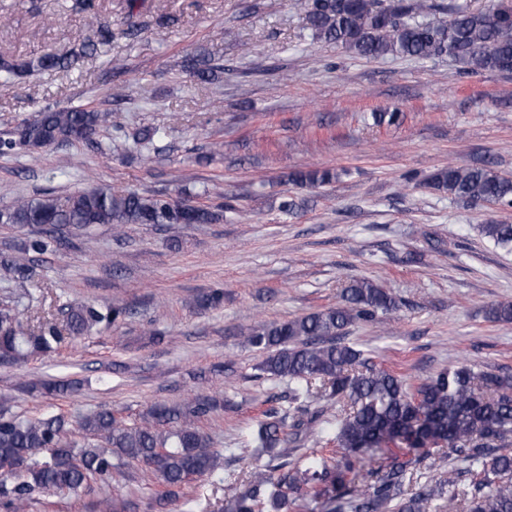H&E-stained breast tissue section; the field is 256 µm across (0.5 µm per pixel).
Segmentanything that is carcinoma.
<instances>
[{
	"instance_id": "carcinoma-1",
	"label": "carcinoma",
	"mask_w": 512,
	"mask_h": 512,
	"mask_svg": "<svg viewBox=\"0 0 512 512\" xmlns=\"http://www.w3.org/2000/svg\"><path fill=\"white\" fill-rule=\"evenodd\" d=\"M313 36L366 59L448 56L471 73L512 72V0H491L483 9L447 6L436 0H303ZM438 15L433 22L422 20ZM95 39L52 49L36 58L0 59V86L32 72L65 70L99 54L112 42V27L88 15ZM200 80H213L223 67L206 56L185 60ZM125 135L136 151L148 152L165 131L145 127L125 134L123 115L81 105L44 109L20 122L12 137L0 139V153L82 142L101 146L97 136ZM328 171L294 175L301 185L330 182ZM432 186L454 200L512 207V177L491 167L450 164L431 178ZM219 213L208 205L188 206L170 198L94 188L64 197L44 193L16 199L0 209V224L30 229L17 254L0 258L15 282L29 279L33 255L59 250L60 241L109 224L116 233L127 224H211ZM481 234L502 248L512 246V224L492 222ZM38 297L28 293L15 309H0V359L24 362L109 327L126 308L68 303L61 308L65 329L51 321L32 326L25 319ZM398 310L388 289L351 279L341 303L293 319L243 330L258 354L256 369L288 381V404L263 410L253 419L247 447L266 463L244 484L224 488L225 512H294L303 496L324 500L325 512H428L446 500L459 512H512V373L485 371L458 363L412 387L396 373L376 366L346 339L349 327L380 322ZM493 322H512V302L492 305ZM0 396V463H23L0 476V507L21 512L35 493L61 495L97 481L116 484L135 463L153 473L152 503L163 507L185 494L194 477L218 469L220 452L199 422L216 400L197 395L180 404H154L132 425L101 408L75 420L58 414L23 418ZM78 431L82 443L72 439ZM327 444L297 454L310 440ZM431 448H447L467 464L446 478H428L404 490L407 475ZM41 449L45 460L35 458ZM466 476L469 486L460 487Z\"/></svg>"
}]
</instances>
